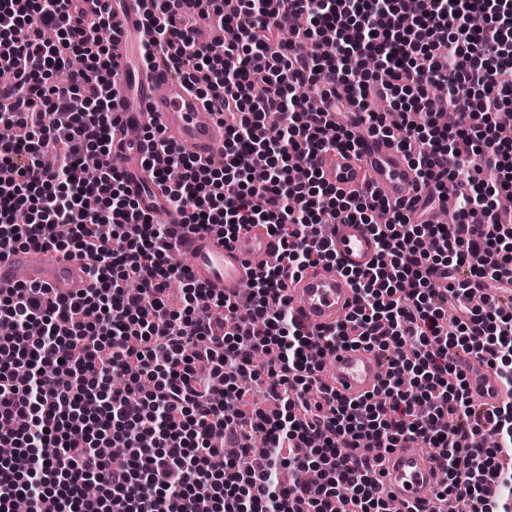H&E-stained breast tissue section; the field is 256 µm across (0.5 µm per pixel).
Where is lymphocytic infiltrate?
Instances as JSON below:
<instances>
[{"label":"lymphocytic infiltrate","mask_w":512,"mask_h":512,"mask_svg":"<svg viewBox=\"0 0 512 512\" xmlns=\"http://www.w3.org/2000/svg\"><path fill=\"white\" fill-rule=\"evenodd\" d=\"M111 16L109 0L92 18L76 0H0V125L29 131L0 142V252L51 248L88 275L73 298L0 294V444L16 450L0 512H388L378 465L405 443L435 449L437 499L512 512V401L485 417L448 359L482 360L512 390V302L472 303L512 295V225L494 213L512 203V0H151L143 63L181 74L224 146L201 157L152 134L145 167L194 230L234 241L268 225L276 262L241 296L172 262L171 225L138 211L112 165L115 65L96 38ZM204 25L233 31L223 56ZM366 133L395 140L424 194L392 203L323 178L320 156ZM337 223L368 225L377 252L346 273L355 308L313 331L287 288L334 262ZM345 345L384 355L374 394L320 386ZM259 380L273 407L255 403ZM216 434L260 444L264 463L213 469ZM488 434L495 447L478 446Z\"/></svg>","instance_id":"lymphocytic-infiltrate-1"}]
</instances>
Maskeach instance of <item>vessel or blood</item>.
Segmentation results:
<instances>
[{
    "label": "vessel or blood",
    "mask_w": 512,
    "mask_h": 512,
    "mask_svg": "<svg viewBox=\"0 0 512 512\" xmlns=\"http://www.w3.org/2000/svg\"><path fill=\"white\" fill-rule=\"evenodd\" d=\"M150 7V0H119L112 8V58L122 69V124L137 132L145 123H153L188 153L209 155L223 146L224 126L214 114L206 112L185 81L164 67L144 68L135 75L124 70L152 39L146 21ZM147 151L143 144L123 154L122 174L140 210L152 216L166 214L169 223L181 225L182 248L190 256L199 283L227 295L241 292L260 265L274 262L277 239L263 224L253 225L233 242L224 241L215 232L183 227L180 214L170 211L165 192L148 177L143 165ZM319 167L330 184L347 192L368 185L392 202L406 201L417 194L416 174L405 153L384 139L365 137L359 153H328ZM330 239L339 266L310 269L288 290L290 308L313 329L335 325L354 308L357 296L341 269L365 268L377 251L374 238L362 224L333 225ZM23 284H37L56 295L71 296L87 286L85 265L78 257L52 250L14 249L0 255V292L8 293ZM462 368L471 396L486 411L497 409L512 397L488 367L466 362ZM383 372L384 365L376 353L347 345L326 356L319 379L337 395L358 399L378 388ZM384 471V481L401 506L423 503L435 507L434 493L442 473L433 454L405 445L386 457Z\"/></svg>",
    "instance_id": "b4317fda"
}]
</instances>
